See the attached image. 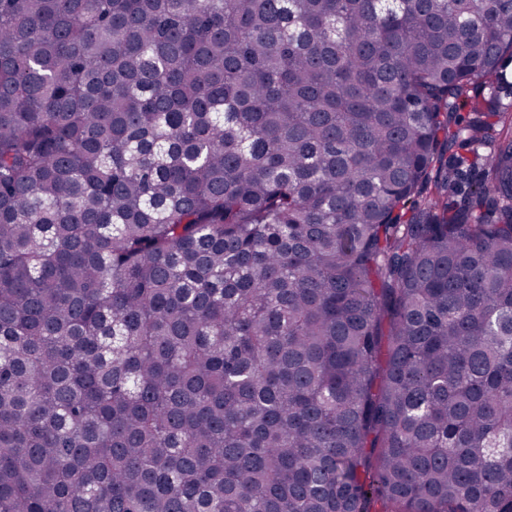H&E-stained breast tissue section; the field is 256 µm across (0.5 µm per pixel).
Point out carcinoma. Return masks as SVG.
<instances>
[{
	"label": "carcinoma",
	"mask_w": 512,
	"mask_h": 512,
	"mask_svg": "<svg viewBox=\"0 0 512 512\" xmlns=\"http://www.w3.org/2000/svg\"><path fill=\"white\" fill-rule=\"evenodd\" d=\"M509 60L504 0H0V512H512Z\"/></svg>",
	"instance_id": "cac0c4a2"
}]
</instances>
